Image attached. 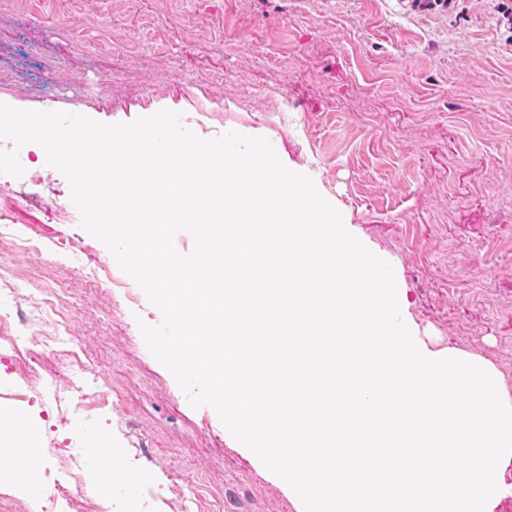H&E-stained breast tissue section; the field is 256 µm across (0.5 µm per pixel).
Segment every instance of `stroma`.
<instances>
[{
	"mask_svg": "<svg viewBox=\"0 0 512 512\" xmlns=\"http://www.w3.org/2000/svg\"><path fill=\"white\" fill-rule=\"evenodd\" d=\"M501 0H0V103L126 123L169 109L210 139L266 138L283 164L309 175L350 233L393 268L407 315L431 350L484 358L512 387V23ZM23 182L46 205L0 195V215L42 241L40 253L0 240V265L22 287L13 311L54 289L82 359L111 382L110 420L57 410L72 379L42 357L24 399L40 474L70 486L60 461L71 442L107 440L127 453L124 421L144 456L128 481L98 487L73 512L109 498L171 512H304L282 479L209 406L193 408L148 350L140 324L160 310L136 282L94 287L109 250L81 226L70 185L43 148L22 147ZM84 245L83 265L48 264L60 233Z\"/></svg>",
	"mask_w": 512,
	"mask_h": 512,
	"instance_id": "obj_1",
	"label": "stroma"
}]
</instances>
